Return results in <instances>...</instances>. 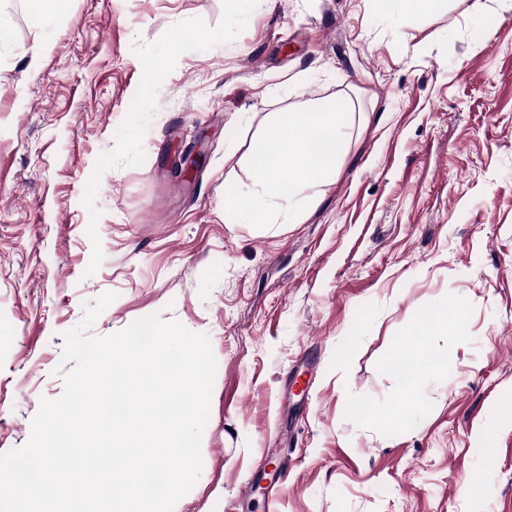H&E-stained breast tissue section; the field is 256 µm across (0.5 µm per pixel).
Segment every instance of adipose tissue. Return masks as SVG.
Returning <instances> with one entry per match:
<instances>
[{
    "mask_svg": "<svg viewBox=\"0 0 512 512\" xmlns=\"http://www.w3.org/2000/svg\"><path fill=\"white\" fill-rule=\"evenodd\" d=\"M350 114L325 101L302 112H282L266 129V140L251 159L255 188L239 192L224 187V206L238 224L269 221L271 199L305 198L307 190L325 182L336 168L341 132Z\"/></svg>",
    "mask_w": 512,
    "mask_h": 512,
    "instance_id": "ef3b65f1",
    "label": "adipose tissue"
}]
</instances>
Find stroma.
<instances>
[{
    "mask_svg": "<svg viewBox=\"0 0 512 512\" xmlns=\"http://www.w3.org/2000/svg\"><path fill=\"white\" fill-rule=\"evenodd\" d=\"M0 17V454L112 292L90 335L157 313L217 360L174 512H512V0H60L51 20L0 0ZM324 100L353 117L312 204L226 223L267 124ZM452 305L408 398L391 354ZM441 0H381L378 1V6L382 11L387 14H398L406 11L407 9L415 6L426 11L436 10Z\"/></svg>",
    "mask_w": 512,
    "mask_h": 512,
    "instance_id": "35a3bbf8",
    "label": "stroma"
}]
</instances>
